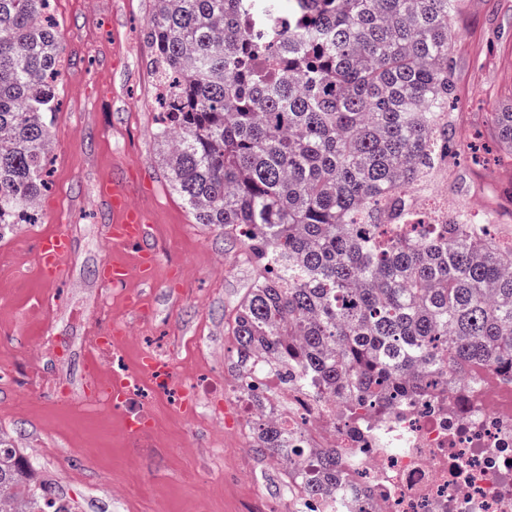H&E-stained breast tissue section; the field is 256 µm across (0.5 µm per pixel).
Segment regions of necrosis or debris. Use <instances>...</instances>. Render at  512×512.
I'll return each mask as SVG.
<instances>
[{"instance_id": "4bbe7bcc", "label": "necrosis or debris", "mask_w": 512, "mask_h": 512, "mask_svg": "<svg viewBox=\"0 0 512 512\" xmlns=\"http://www.w3.org/2000/svg\"><path fill=\"white\" fill-rule=\"evenodd\" d=\"M270 416L310 453L341 451L350 482L336 497L348 512H512V381L478 392L456 383L386 414L363 408L351 433L327 395L296 385Z\"/></svg>"}]
</instances>
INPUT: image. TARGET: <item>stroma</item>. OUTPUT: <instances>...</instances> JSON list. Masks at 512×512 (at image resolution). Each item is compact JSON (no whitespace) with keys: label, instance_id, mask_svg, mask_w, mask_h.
Here are the masks:
<instances>
[{"label":"stroma","instance_id":"stroma-1","mask_svg":"<svg viewBox=\"0 0 512 512\" xmlns=\"http://www.w3.org/2000/svg\"><path fill=\"white\" fill-rule=\"evenodd\" d=\"M155 8V0H51L63 66L49 119V187L37 225L0 234V370L43 359L45 344L65 345L66 357L49 368L70 395L36 382L0 389V446L32 463L38 482L74 501L76 512H288L280 470L257 462L232 400L211 397L189 415L176 406L180 390L234 383L224 363L228 324L250 267L222 226L196 222L158 162L146 42ZM453 39L450 110L460 149L448 162L451 180L437 182L431 201L443 204L453 188L472 211L512 227V159H476L470 150L477 140L493 143L490 114L512 104V0H463ZM112 176L149 216L159 255L152 286L138 277L135 250L107 239L113 215L97 186ZM58 212L75 247L64 279L49 285L30 232L52 227ZM111 258L130 271L125 288L98 280ZM137 294L148 300L145 313L129 307ZM116 325L124 329L116 348L90 366L89 337ZM147 352L169 366V391L155 390L141 363ZM116 374L136 377L134 408L108 407L85 385ZM134 409L150 418L152 448L130 445Z\"/></svg>","mask_w":512,"mask_h":512}]
</instances>
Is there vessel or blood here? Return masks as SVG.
<instances>
[{"instance_id":"b4317fda","label":"vessel or blood","mask_w":512,"mask_h":512,"mask_svg":"<svg viewBox=\"0 0 512 512\" xmlns=\"http://www.w3.org/2000/svg\"><path fill=\"white\" fill-rule=\"evenodd\" d=\"M99 195L112 208L115 217L108 227L111 244L128 246L137 250V273L144 284H152L158 262L154 249L149 245V219L140 208L133 206L123 181L112 178L102 180ZM38 273L48 282H56L66 270L72 254V240L69 232L59 230L52 233L39 232L36 235ZM127 269L118 262L108 260L101 267L100 279L104 286L117 288L126 282Z\"/></svg>"}]
</instances>
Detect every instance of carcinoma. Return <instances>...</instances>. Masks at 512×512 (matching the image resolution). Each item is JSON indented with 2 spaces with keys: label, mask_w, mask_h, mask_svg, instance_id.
<instances>
[{
  "label": "carcinoma",
  "mask_w": 512,
  "mask_h": 512,
  "mask_svg": "<svg viewBox=\"0 0 512 512\" xmlns=\"http://www.w3.org/2000/svg\"><path fill=\"white\" fill-rule=\"evenodd\" d=\"M147 39L172 190L222 224L251 283L228 333L240 376L303 382L350 408L388 411L435 379L512 369V237L423 192L457 148L448 112L462 0H159ZM48 0H0V230L32 219L45 181L61 44ZM512 156V110L491 113ZM295 505L330 501L336 449L294 459L288 429L249 421ZM0 450V501L74 512Z\"/></svg>",
  "instance_id": "carcinoma-1"
}]
</instances>
